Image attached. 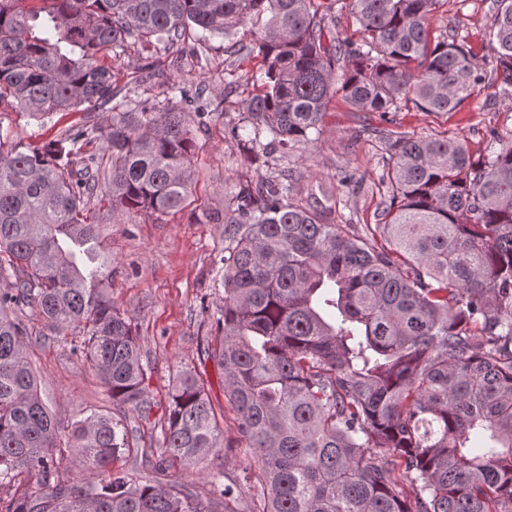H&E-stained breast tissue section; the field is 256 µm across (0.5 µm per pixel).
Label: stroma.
Returning a JSON list of instances; mask_svg holds the SVG:
<instances>
[{"label":"stroma","mask_w":512,"mask_h":512,"mask_svg":"<svg viewBox=\"0 0 512 512\" xmlns=\"http://www.w3.org/2000/svg\"><path fill=\"white\" fill-rule=\"evenodd\" d=\"M491 13L487 0H443L431 21L433 35L454 34L465 40L485 81L480 90L454 112L435 114L404 111L392 122L377 113L355 112L341 97L326 110L315 142L289 153L273 152L267 162L252 161L243 142L231 133L246 124L244 100L253 92L251 75L259 61L246 55L256 36L243 25L229 37H213L205 55L169 52L146 55L133 45L112 58L119 83L140 80L142 97H161L162 80L152 77L158 65L174 80L200 88L204 99L218 103L204 128L195 131L192 159L195 176L186 205L165 215L108 216L102 259L112 263L108 293L116 308L129 318L142 362L147 369L148 391L155 402L149 419H139L129 408L113 405L98 372L73 352L82 339L72 333L45 336L37 317L29 323L37 332L28 349L40 384L41 396L57 422L64 427L90 414H108L127 431L130 453L121 455L113 469L135 477L150 475V463L162 452L164 414L176 376L190 371L209 390L215 419L223 430L224 454L213 458L206 471L175 466L160 476L161 484L189 485L200 498L211 495L209 474L223 472L226 481L240 484L253 468L252 457L236 448L235 414L224 398V377L205 348L216 336V320L224 305L220 259L224 254V223L213 214L223 211L228 187L243 179L259 182L289 166L301 173L302 204H310L318 191L328 190L340 199L339 210L356 224H375L388 202L381 175L385 153L377 137L382 129L418 136H459L472 152H479L490 130L512 129V95L503 92L490 65ZM83 119L82 113H58L37 124L15 109H0V128L9 130L16 144L34 145L65 133ZM355 173L357 182L341 187V171Z\"/></svg>","instance_id":"stroma-1"}]
</instances>
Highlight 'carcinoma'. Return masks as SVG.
Segmentation results:
<instances>
[{
	"label": "carcinoma",
	"instance_id": "carcinoma-1",
	"mask_svg": "<svg viewBox=\"0 0 512 512\" xmlns=\"http://www.w3.org/2000/svg\"><path fill=\"white\" fill-rule=\"evenodd\" d=\"M442 0H350L359 42L324 25L336 0H0V105L84 121L37 146L0 128V488L37 491L0 512H238L213 497L112 470L127 434L106 414L73 423L77 481L57 477L61 431L26 349L27 312L80 355L112 403L154 402L128 318L106 288L92 207L168 214L194 180L193 130L211 103L183 81L162 100L116 89L109 54L129 43L205 50L257 27L261 64L233 135L254 159L307 145L336 95L355 112L448 113L484 82L462 40L430 37ZM494 71L512 87V0H492ZM110 112L109 122L96 111ZM381 222L331 224L297 200L296 170L236 186L224 206V310L210 353L236 414L257 512H512V129L474 154L460 137L388 130ZM221 447L190 372L169 394L154 471L201 469Z\"/></svg>",
	"mask_w": 512,
	"mask_h": 512
}]
</instances>
